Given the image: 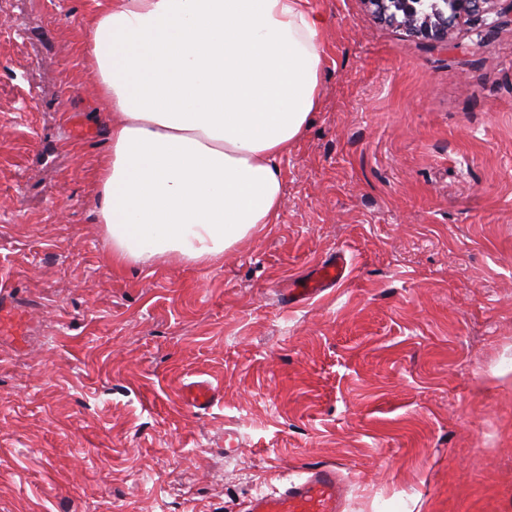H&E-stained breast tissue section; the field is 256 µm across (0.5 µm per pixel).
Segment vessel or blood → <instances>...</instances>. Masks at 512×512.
Masks as SVG:
<instances>
[{"label":"vessel or blood","mask_w":512,"mask_h":512,"mask_svg":"<svg viewBox=\"0 0 512 512\" xmlns=\"http://www.w3.org/2000/svg\"><path fill=\"white\" fill-rule=\"evenodd\" d=\"M345 258L320 266L315 274L288 289L289 300L299 303L312 299L322 288L338 283L346 277ZM19 309L10 296L0 297V333L22 335L23 329L17 323ZM216 397L210 385L198 383L189 385L183 393V400L191 406H205ZM344 483L334 466L321 465L310 468L300 480L291 482L283 490L252 498L246 512H343Z\"/></svg>","instance_id":"b4317fda"}]
</instances>
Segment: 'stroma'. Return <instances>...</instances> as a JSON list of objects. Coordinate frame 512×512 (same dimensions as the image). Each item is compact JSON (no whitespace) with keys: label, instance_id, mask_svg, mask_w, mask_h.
<instances>
[{"label":"stroma","instance_id":"1","mask_svg":"<svg viewBox=\"0 0 512 512\" xmlns=\"http://www.w3.org/2000/svg\"><path fill=\"white\" fill-rule=\"evenodd\" d=\"M309 6L323 92L277 223L115 269L97 0H0V282L26 320L0 336V512H244L318 464L345 512H512V0L446 48ZM339 253L343 282L288 301ZM183 400L190 406H205L216 397V390L205 383L191 384L183 392Z\"/></svg>","mask_w":512,"mask_h":512}]
</instances>
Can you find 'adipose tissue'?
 Instances as JSON below:
<instances>
[{
    "instance_id": "1",
    "label": "adipose tissue",
    "mask_w": 512,
    "mask_h": 512,
    "mask_svg": "<svg viewBox=\"0 0 512 512\" xmlns=\"http://www.w3.org/2000/svg\"><path fill=\"white\" fill-rule=\"evenodd\" d=\"M87 29L110 114L96 215L113 265L204 267L276 223L281 161L321 103L308 0H100Z\"/></svg>"
}]
</instances>
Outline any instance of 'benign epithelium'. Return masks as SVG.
<instances>
[{"instance_id": "7a95c632", "label": "benign epithelium", "mask_w": 512, "mask_h": 512, "mask_svg": "<svg viewBox=\"0 0 512 512\" xmlns=\"http://www.w3.org/2000/svg\"><path fill=\"white\" fill-rule=\"evenodd\" d=\"M379 16L399 23L414 37L448 44V31L466 16L482 18L492 12L496 0H452L451 4H424L422 0H367Z\"/></svg>"}]
</instances>
